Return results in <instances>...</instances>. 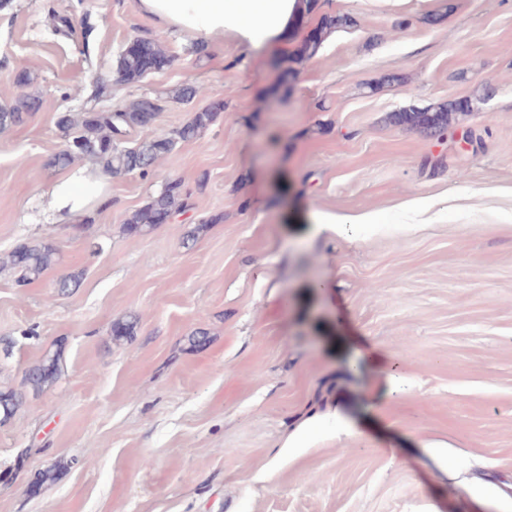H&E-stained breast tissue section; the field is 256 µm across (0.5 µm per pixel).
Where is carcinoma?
Here are the masks:
<instances>
[{
  "label": "carcinoma",
  "instance_id": "cac0c4a2",
  "mask_svg": "<svg viewBox=\"0 0 512 512\" xmlns=\"http://www.w3.org/2000/svg\"><path fill=\"white\" fill-rule=\"evenodd\" d=\"M348 23L343 15H324L319 34L305 39L298 48V55L309 59L317 54L322 36ZM134 46L122 51L110 71L109 82H98L92 97L98 98L112 87V81L123 84L139 82L147 75L149 65L170 56L163 49V36L146 33L133 38ZM205 96V89L193 82H184L171 91L154 96H142L126 106L114 110L84 112H59L55 116V127L65 143V148L50 156L45 167L63 170L77 158L96 160L104 172L117 177L138 173L149 174L155 163L169 154L179 142L199 139L224 111V102L213 101L191 113L189 119L168 134H158L155 123L168 102L189 104ZM39 97L22 94L9 107L0 108V132L20 126L39 110ZM472 109L471 100H450L426 108L408 107L391 113L389 123L415 128L430 138L439 139L452 127L455 116ZM130 131L140 133V139L132 146L124 145L121 138ZM192 208L191 193L179 179L167 180L160 191L141 208L131 212L125 219V231L140 235L158 224L162 214H173L176 209ZM57 247L43 240H26L16 245L0 260V266L17 275V283L29 285L40 280L50 269L59 264ZM84 270H71L57 277L54 291L46 297L52 304L60 296L72 293L83 280ZM136 320L123 318L112 324L111 336L115 340L134 334ZM60 374V355L46 353L37 363L25 371L24 386L33 392H42L52 387ZM24 394L13 389L0 390V424L10 420L23 403Z\"/></svg>",
  "mask_w": 512,
  "mask_h": 512
}]
</instances>
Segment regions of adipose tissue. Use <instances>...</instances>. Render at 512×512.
<instances>
[{
  "label": "adipose tissue",
  "instance_id": "obj_1",
  "mask_svg": "<svg viewBox=\"0 0 512 512\" xmlns=\"http://www.w3.org/2000/svg\"><path fill=\"white\" fill-rule=\"evenodd\" d=\"M138 8L160 27L201 41L221 35L255 51L277 53L313 4L311 0H138ZM102 188V182L88 179L83 169H74L55 187L53 207L63 215L88 212Z\"/></svg>",
  "mask_w": 512,
  "mask_h": 512
}]
</instances>
